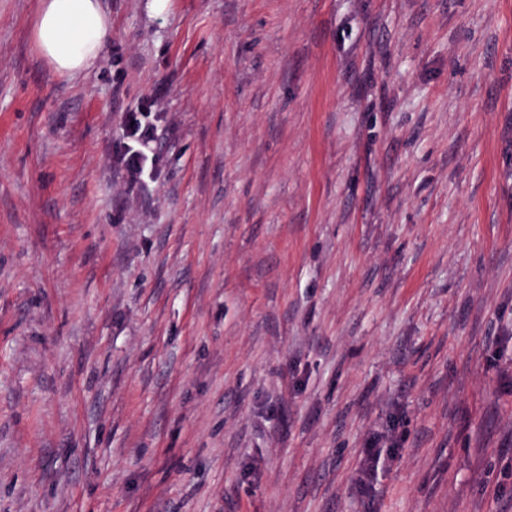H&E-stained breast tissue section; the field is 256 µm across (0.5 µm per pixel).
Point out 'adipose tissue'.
<instances>
[{
    "label": "adipose tissue",
    "instance_id": "1",
    "mask_svg": "<svg viewBox=\"0 0 512 512\" xmlns=\"http://www.w3.org/2000/svg\"><path fill=\"white\" fill-rule=\"evenodd\" d=\"M110 26L100 0H39L32 34L44 61L75 78L95 64Z\"/></svg>",
    "mask_w": 512,
    "mask_h": 512
}]
</instances>
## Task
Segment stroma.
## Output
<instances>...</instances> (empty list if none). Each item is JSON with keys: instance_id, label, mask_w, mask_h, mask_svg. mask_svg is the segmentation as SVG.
Masks as SVG:
<instances>
[{"instance_id": "35a3bbf8", "label": "stroma", "mask_w": 512, "mask_h": 512, "mask_svg": "<svg viewBox=\"0 0 512 512\" xmlns=\"http://www.w3.org/2000/svg\"><path fill=\"white\" fill-rule=\"evenodd\" d=\"M36 5L0 0V512H512V0H103L76 79Z\"/></svg>"}]
</instances>
